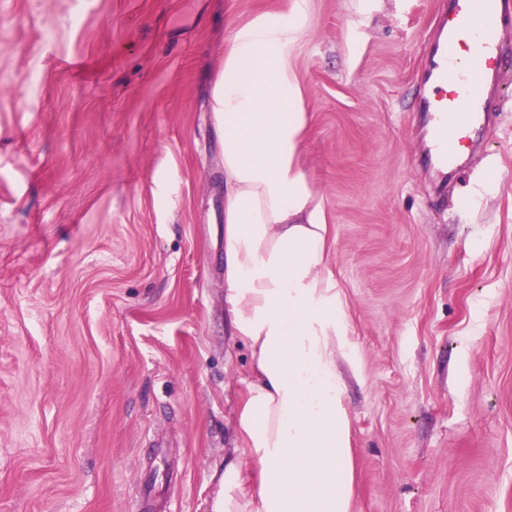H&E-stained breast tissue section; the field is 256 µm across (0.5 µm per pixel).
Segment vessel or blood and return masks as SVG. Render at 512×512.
<instances>
[{
    "mask_svg": "<svg viewBox=\"0 0 512 512\" xmlns=\"http://www.w3.org/2000/svg\"><path fill=\"white\" fill-rule=\"evenodd\" d=\"M512 0H448L429 41V64L417 107L429 116L427 157L455 170L491 110L497 80L512 71V44L502 37Z\"/></svg>",
    "mask_w": 512,
    "mask_h": 512,
    "instance_id": "vessel-or-blood-1",
    "label": "vessel or blood"
}]
</instances>
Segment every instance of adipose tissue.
I'll return each mask as SVG.
<instances>
[{"instance_id": "1", "label": "adipose tissue", "mask_w": 512, "mask_h": 512, "mask_svg": "<svg viewBox=\"0 0 512 512\" xmlns=\"http://www.w3.org/2000/svg\"><path fill=\"white\" fill-rule=\"evenodd\" d=\"M303 6L239 27L213 93L224 147V317L251 351L214 512H350L349 420L337 368L347 333L328 226L300 163L307 126L289 51Z\"/></svg>"}]
</instances>
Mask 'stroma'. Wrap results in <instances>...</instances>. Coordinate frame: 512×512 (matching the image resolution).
Returning a JSON list of instances; mask_svg holds the SVG:
<instances>
[{
	"mask_svg": "<svg viewBox=\"0 0 512 512\" xmlns=\"http://www.w3.org/2000/svg\"><path fill=\"white\" fill-rule=\"evenodd\" d=\"M297 4L351 512H512V72L439 191L414 100L448 0H0V512H212L253 377L213 88Z\"/></svg>",
	"mask_w": 512,
	"mask_h": 512,
	"instance_id": "obj_1",
	"label": "stroma"
}]
</instances>
